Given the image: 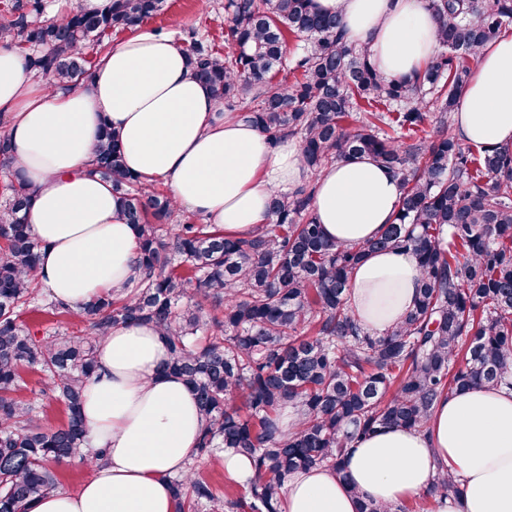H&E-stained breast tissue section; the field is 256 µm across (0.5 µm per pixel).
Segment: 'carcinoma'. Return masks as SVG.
<instances>
[{"mask_svg": "<svg viewBox=\"0 0 512 512\" xmlns=\"http://www.w3.org/2000/svg\"><path fill=\"white\" fill-rule=\"evenodd\" d=\"M438 21V48L415 77L385 78L367 48L343 42L342 20L313 0H226L224 53L197 40L185 52L195 76L276 144L300 141L314 176L368 155L398 176L395 222L350 248L331 242L310 209L313 189L274 192L269 222L249 236L198 224L168 195L140 184L124 164L119 136L103 126L95 172L112 183L138 239L145 276L132 291L112 290L79 311L39 299L41 242L25 212L30 191L0 132L9 173L0 205V512H28L61 491L54 467L85 454V387L98 343L112 329L149 322L164 336L167 371L195 392L205 426L196 454L230 449L253 461L257 477L236 498L217 493L194 466L172 481L176 512H278L288 476L329 465L340 473L347 450L379 428L422 429L440 398L492 385L512 389V151L475 155L452 132L471 62L512 19V0H426ZM165 0H112L102 13L30 23L40 0H15L0 19L28 66L52 84L91 69L80 47L164 10ZM301 39L292 82L286 35ZM353 119L357 126L346 125ZM431 130L417 136L424 125ZM399 249L421 271L414 308L383 337L356 323L346 300L349 276L368 252ZM85 318L78 332L39 336L18 311ZM42 372L39 395L64 404L66 421L45 420L34 401L14 397L21 370ZM298 403L295 431L279 411ZM459 484L437 474L427 496L439 504ZM359 512H401L352 488Z\"/></svg>", "mask_w": 512, "mask_h": 512, "instance_id": "1", "label": "carcinoma"}]
</instances>
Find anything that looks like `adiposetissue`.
<instances>
[{"instance_id":"obj_1","label":"adipose tissue","mask_w":512,"mask_h":512,"mask_svg":"<svg viewBox=\"0 0 512 512\" xmlns=\"http://www.w3.org/2000/svg\"><path fill=\"white\" fill-rule=\"evenodd\" d=\"M344 22L347 44L368 46L387 78H412L437 48L426 0H314ZM0 114L33 201L26 220L44 249L38 283L79 309L91 296L133 288L142 277L137 238L109 181L92 170L102 126L120 135L127 168L206 223L246 234L268 221L276 191L311 182V210L328 239L355 246L382 235L399 180L358 155L310 175L298 141L270 145L225 111L194 77L172 38L135 28L97 57L91 78L70 87L36 80L23 55L0 40ZM467 146L512 149V35L479 54L455 115ZM420 268L398 250L367 254L347 300L367 331L383 336L413 308ZM164 337L149 323L113 329L99 344L83 415L90 450H102L74 492L35 499L30 512H174L172 480L196 453L203 420L194 392L165 373ZM346 480L329 467L292 473L282 512H357L350 486L383 504L421 495L446 471L460 493L439 512H512V391L478 387L444 396L422 430L386 427L358 439Z\"/></svg>"}]
</instances>
